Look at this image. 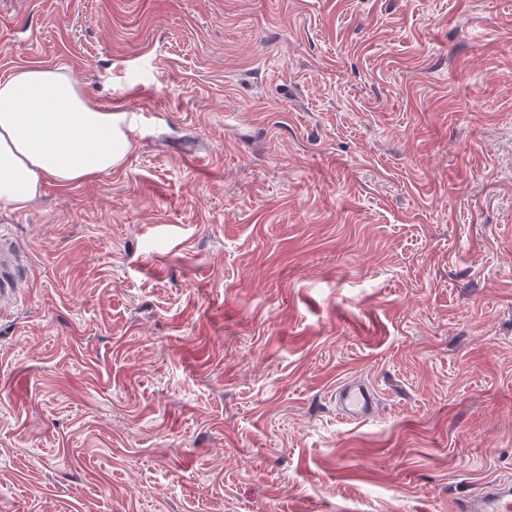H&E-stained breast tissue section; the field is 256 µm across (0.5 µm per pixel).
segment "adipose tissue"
Instances as JSON below:
<instances>
[{
	"label": "adipose tissue",
	"mask_w": 512,
	"mask_h": 512,
	"mask_svg": "<svg viewBox=\"0 0 512 512\" xmlns=\"http://www.w3.org/2000/svg\"><path fill=\"white\" fill-rule=\"evenodd\" d=\"M131 125L90 102L65 68L29 63L0 76V208L27 209L49 179L71 188L112 173Z\"/></svg>",
	"instance_id": "ef3b65f1"
}]
</instances>
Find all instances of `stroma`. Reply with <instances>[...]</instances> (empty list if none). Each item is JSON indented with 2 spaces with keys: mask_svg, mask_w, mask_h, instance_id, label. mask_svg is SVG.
<instances>
[{
  "mask_svg": "<svg viewBox=\"0 0 512 512\" xmlns=\"http://www.w3.org/2000/svg\"><path fill=\"white\" fill-rule=\"evenodd\" d=\"M30 62L134 121L0 210V512H452L512 472V0H0ZM26 274L24 254L0 236V312L14 308L20 298L19 283ZM377 404V392L373 387L364 384L349 380L336 391L338 415L346 421L368 420L375 413Z\"/></svg>",
  "mask_w": 512,
  "mask_h": 512,
  "instance_id": "35a3bbf8",
  "label": "stroma"
}]
</instances>
